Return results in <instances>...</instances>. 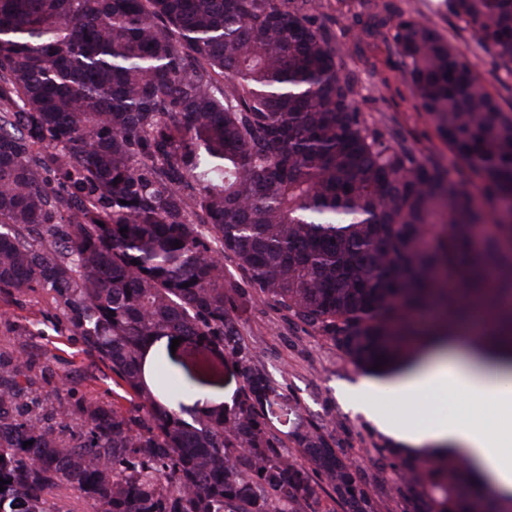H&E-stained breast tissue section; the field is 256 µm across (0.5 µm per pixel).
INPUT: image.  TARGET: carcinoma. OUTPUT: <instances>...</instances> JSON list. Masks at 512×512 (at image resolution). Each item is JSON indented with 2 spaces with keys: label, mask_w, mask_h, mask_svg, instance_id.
I'll return each mask as SVG.
<instances>
[{
  "label": "carcinoma",
  "mask_w": 512,
  "mask_h": 512,
  "mask_svg": "<svg viewBox=\"0 0 512 512\" xmlns=\"http://www.w3.org/2000/svg\"><path fill=\"white\" fill-rule=\"evenodd\" d=\"M319 7L0 0V292L63 305L132 401L89 408L66 438L53 421L68 405L24 415L27 362L0 358V512H64L51 502L63 487L96 512H317L327 488L344 512H372L329 435L298 431V463L268 433L269 378L243 356L225 257L370 372L411 359L425 310L439 307L452 330L474 296L491 316L500 299L507 317L475 347L503 336L512 365V112L445 35L399 16L412 94L478 178L462 191L366 122ZM448 10L512 75V0ZM44 142L56 147L46 159L34 151ZM174 336L238 359L234 408L189 422L190 388L154 392L145 363ZM380 453L400 475L403 512H512L488 488L468 493L455 454Z\"/></svg>",
  "instance_id": "carcinoma-1"
}]
</instances>
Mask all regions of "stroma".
<instances>
[{
	"label": "stroma",
	"instance_id": "1",
	"mask_svg": "<svg viewBox=\"0 0 512 512\" xmlns=\"http://www.w3.org/2000/svg\"><path fill=\"white\" fill-rule=\"evenodd\" d=\"M322 0L317 22L341 48L344 72L358 84L360 112L372 125H385L399 142L423 160L449 171L465 189L476 190L474 175L457 164L422 112L403 77L401 59L392 39L399 15H411L445 34L477 64L480 79L504 105L512 106V76L491 53L478 48L469 32L460 30L446 0ZM224 274L232 285V314L253 364L273 379L260 410L269 433L285 452L299 458L294 440L298 428L312 424L331 435L339 456L350 462L370 497L374 512H401L393 488L397 476L380 449L392 438L351 409L349 394L364 373L332 340L304 329L255 288L232 261ZM34 352L27 378L36 397L61 398L71 410L70 429H77L90 403L130 408V398L112 380V372L83 351L69 330L61 309L48 297L0 293V353ZM197 400H218L232 407L243 379L233 357H225L219 374L209 382L182 374Z\"/></svg>",
	"mask_w": 512,
	"mask_h": 512
}]
</instances>
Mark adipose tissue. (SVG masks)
Returning a JSON list of instances; mask_svg holds the SVG:
<instances>
[{
	"mask_svg": "<svg viewBox=\"0 0 512 512\" xmlns=\"http://www.w3.org/2000/svg\"><path fill=\"white\" fill-rule=\"evenodd\" d=\"M452 393L462 410L425 418L417 402ZM358 409L380 431L406 448L449 451L469 457L501 499L512 498V433H492L479 421L485 408L512 415V370L495 356L430 337L417 358L385 380L364 379Z\"/></svg>",
	"mask_w": 512,
	"mask_h": 512,
	"instance_id": "obj_1",
	"label": "adipose tissue"
}]
</instances>
